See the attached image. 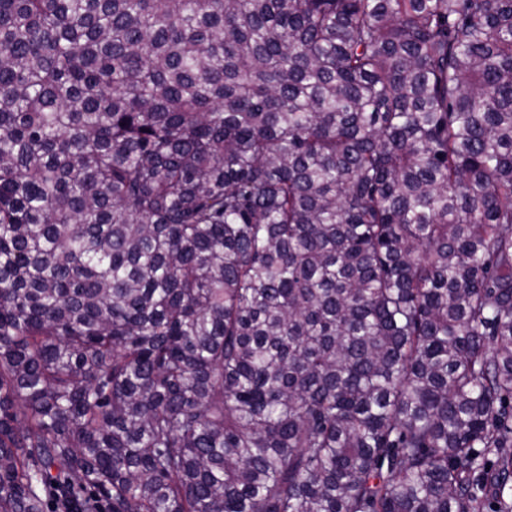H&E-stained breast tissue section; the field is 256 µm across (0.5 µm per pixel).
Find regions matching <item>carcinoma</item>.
Here are the masks:
<instances>
[{
  "label": "carcinoma",
  "instance_id": "obj_1",
  "mask_svg": "<svg viewBox=\"0 0 512 512\" xmlns=\"http://www.w3.org/2000/svg\"><path fill=\"white\" fill-rule=\"evenodd\" d=\"M512 512V0H0V512ZM54 490V511L53 512H83L81 502L74 499L69 490L63 485H55L54 488L43 494L44 512L52 511L50 502L52 500V491Z\"/></svg>",
  "mask_w": 512,
  "mask_h": 512
}]
</instances>
